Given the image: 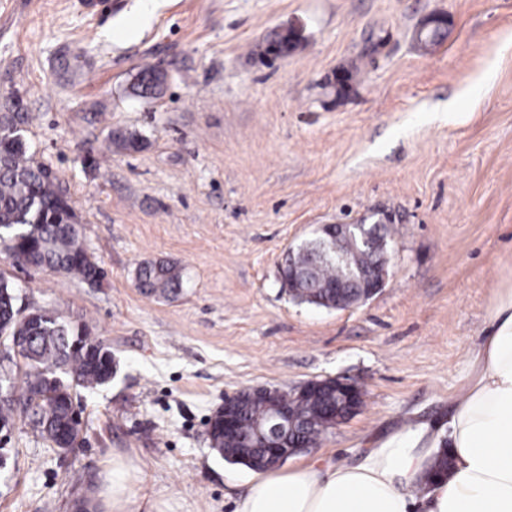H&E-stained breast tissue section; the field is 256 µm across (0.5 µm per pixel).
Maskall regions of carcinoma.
<instances>
[{
  "mask_svg": "<svg viewBox=\"0 0 512 512\" xmlns=\"http://www.w3.org/2000/svg\"><path fill=\"white\" fill-rule=\"evenodd\" d=\"M164 84V75L152 66L140 70L132 89L152 94ZM26 113L20 102L0 113V248L15 259L23 256L29 262L52 271L62 272L81 281L104 276L103 269L84 250L81 243L79 218L67 197L59 192L48 168L27 156L23 125ZM111 141L125 150H137L141 140L134 134L111 132ZM343 269L336 262L323 263L309 287L302 289L298 302H309L310 293L329 291ZM182 274L174 265L144 261L136 270V287L146 294L165 299L182 291ZM16 286L0 275V334L28 336L19 346L14 358L25 367L19 398L33 409V430L48 443L58 429L73 421L68 401H60L53 389L46 387L47 379L56 372L69 377L67 388L91 389L107 384L111 375L112 352L100 341L90 344V351L81 353L73 343L86 344L78 328L59 320L47 308H38L45 327H35L18 317ZM297 414L305 426L291 435L316 444L328 433L329 426L314 413L307 401H294ZM268 414L261 399L247 404L240 412L235 433L220 437L217 431L214 450L231 465H241L253 471H264L263 452L245 443L253 423Z\"/></svg>",
  "mask_w": 512,
  "mask_h": 512,
  "instance_id": "obj_1",
  "label": "carcinoma"
}]
</instances>
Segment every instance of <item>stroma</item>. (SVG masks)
Returning a JSON list of instances; mask_svg holds the SVG:
<instances>
[{
    "label": "stroma",
    "mask_w": 512,
    "mask_h": 512,
    "mask_svg": "<svg viewBox=\"0 0 512 512\" xmlns=\"http://www.w3.org/2000/svg\"><path fill=\"white\" fill-rule=\"evenodd\" d=\"M0 0V105L18 92L33 159L57 176L100 286L0 254L23 305L84 323L118 362L82 391L85 442L49 449L30 412L0 432V512H105L114 457L128 512H233L251 470L212 449L225 393L314 378L365 405L291 464L357 457L413 417L445 422L486 308L512 279V0ZM447 20L437 45L416 29ZM295 29L275 60L273 32ZM159 95L132 96L144 65ZM349 90L338 94L336 78ZM133 133L139 150L111 145ZM390 216L383 289L347 310L293 302L278 266L318 225ZM177 264L181 295L135 286Z\"/></svg>",
    "instance_id": "stroma-1"
}]
</instances>
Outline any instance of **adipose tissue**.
Returning a JSON list of instances; mask_svg holds the SVG:
<instances>
[{"instance_id": "adipose-tissue-1", "label": "adipose tissue", "mask_w": 512, "mask_h": 512, "mask_svg": "<svg viewBox=\"0 0 512 512\" xmlns=\"http://www.w3.org/2000/svg\"><path fill=\"white\" fill-rule=\"evenodd\" d=\"M487 316L446 424L411 421L351 462L258 474L235 512H512V282L498 289ZM444 452L452 463L431 479Z\"/></svg>"}]
</instances>
